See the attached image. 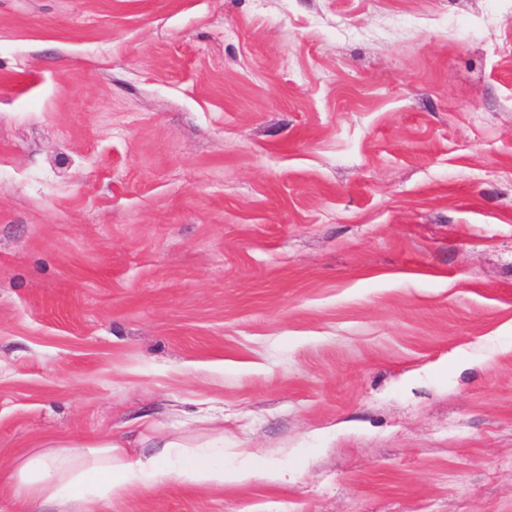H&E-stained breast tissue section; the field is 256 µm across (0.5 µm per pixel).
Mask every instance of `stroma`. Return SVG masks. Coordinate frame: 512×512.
<instances>
[{"instance_id": "35a3bbf8", "label": "stroma", "mask_w": 512, "mask_h": 512, "mask_svg": "<svg viewBox=\"0 0 512 512\" xmlns=\"http://www.w3.org/2000/svg\"><path fill=\"white\" fill-rule=\"evenodd\" d=\"M146 411L288 481L98 512H512V0H0V463Z\"/></svg>"}]
</instances>
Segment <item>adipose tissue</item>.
I'll use <instances>...</instances> for the list:
<instances>
[{"instance_id": "1", "label": "adipose tissue", "mask_w": 512, "mask_h": 512, "mask_svg": "<svg viewBox=\"0 0 512 512\" xmlns=\"http://www.w3.org/2000/svg\"><path fill=\"white\" fill-rule=\"evenodd\" d=\"M156 445L158 454L133 457L109 438L64 440L21 461L1 464L0 470L7 473L16 497L30 504L55 503L58 512H88L96 499L119 497L131 486L149 487L172 476L201 488L288 479L287 470L279 467L225 468L220 432L204 444L173 436L160 438Z\"/></svg>"}]
</instances>
